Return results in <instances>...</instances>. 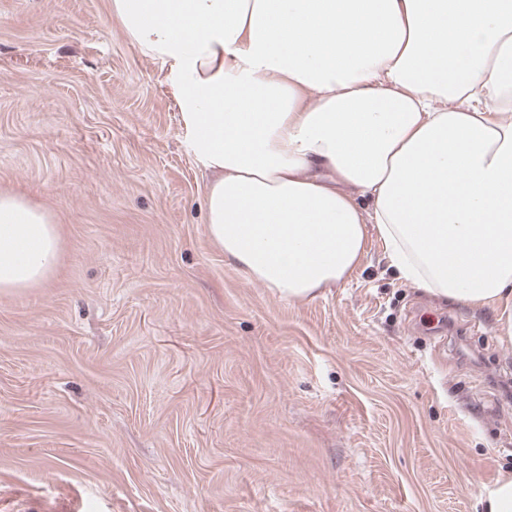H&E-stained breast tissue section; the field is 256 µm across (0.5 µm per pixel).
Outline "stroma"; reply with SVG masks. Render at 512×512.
<instances>
[{
  "label": "stroma",
  "mask_w": 512,
  "mask_h": 512,
  "mask_svg": "<svg viewBox=\"0 0 512 512\" xmlns=\"http://www.w3.org/2000/svg\"><path fill=\"white\" fill-rule=\"evenodd\" d=\"M108 3L0 0V190L62 235L0 294V512H482L512 470L494 313L400 280L372 227L310 299L225 263Z\"/></svg>",
  "instance_id": "stroma-1"
}]
</instances>
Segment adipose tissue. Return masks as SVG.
I'll return each mask as SVG.
<instances>
[{
	"instance_id": "adipose-tissue-1",
	"label": "adipose tissue",
	"mask_w": 512,
	"mask_h": 512,
	"mask_svg": "<svg viewBox=\"0 0 512 512\" xmlns=\"http://www.w3.org/2000/svg\"><path fill=\"white\" fill-rule=\"evenodd\" d=\"M161 61L207 173V236L281 297L347 277L374 224L399 277L512 345V0H110ZM0 191V294L57 264Z\"/></svg>"
}]
</instances>
